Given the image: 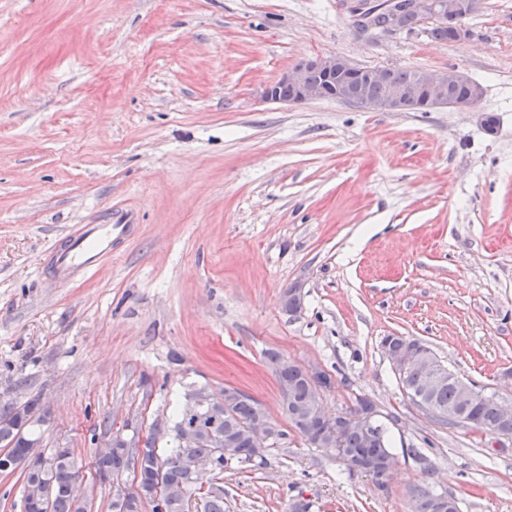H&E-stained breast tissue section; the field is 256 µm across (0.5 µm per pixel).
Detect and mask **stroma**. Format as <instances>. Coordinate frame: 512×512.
Wrapping results in <instances>:
<instances>
[{
    "mask_svg": "<svg viewBox=\"0 0 512 512\" xmlns=\"http://www.w3.org/2000/svg\"><path fill=\"white\" fill-rule=\"evenodd\" d=\"M465 25L438 42L359 32L343 0H0V399L42 403L28 431L73 449L87 512L112 498L97 455L116 436L169 455L190 390L281 419L269 351L331 374L330 412L360 395L394 415L397 464L381 488L291 433L224 471V512H408L416 486L512 512V437L431 422L380 348L421 339L512 405V0ZM317 55L456 68L484 93L427 112L262 101ZM116 213L130 233L60 280L52 251Z\"/></svg>",
    "mask_w": 512,
    "mask_h": 512,
    "instance_id": "35a3bbf8",
    "label": "stroma"
}]
</instances>
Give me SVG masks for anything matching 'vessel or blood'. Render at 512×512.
<instances>
[{"instance_id":"1","label":"vessel or blood","mask_w":512,"mask_h":512,"mask_svg":"<svg viewBox=\"0 0 512 512\" xmlns=\"http://www.w3.org/2000/svg\"><path fill=\"white\" fill-rule=\"evenodd\" d=\"M125 224H85L70 239L69 245L53 257V264L61 277L87 273L96 269L109 255L114 243L128 233Z\"/></svg>"}]
</instances>
